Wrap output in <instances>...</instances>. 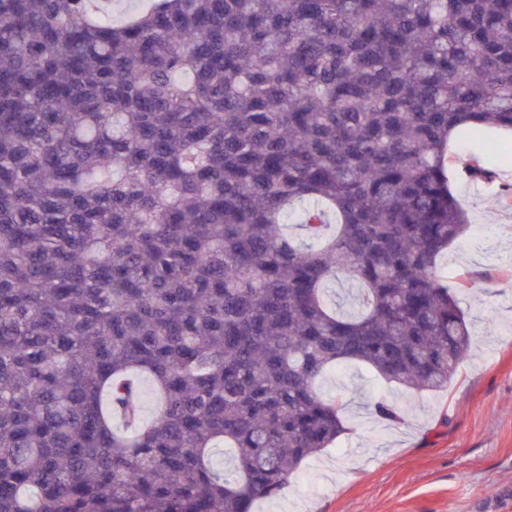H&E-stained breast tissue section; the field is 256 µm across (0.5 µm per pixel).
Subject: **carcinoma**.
Segmentation results:
<instances>
[{
  "mask_svg": "<svg viewBox=\"0 0 512 512\" xmlns=\"http://www.w3.org/2000/svg\"><path fill=\"white\" fill-rule=\"evenodd\" d=\"M101 13L0 0V512H252L345 432L329 369L475 345L448 145L512 131V0Z\"/></svg>",
  "mask_w": 512,
  "mask_h": 512,
  "instance_id": "carcinoma-1",
  "label": "carcinoma"
}]
</instances>
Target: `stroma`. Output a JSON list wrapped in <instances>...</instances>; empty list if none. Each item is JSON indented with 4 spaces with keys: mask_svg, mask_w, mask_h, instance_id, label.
Listing matches in <instances>:
<instances>
[{
    "mask_svg": "<svg viewBox=\"0 0 512 512\" xmlns=\"http://www.w3.org/2000/svg\"><path fill=\"white\" fill-rule=\"evenodd\" d=\"M451 188L470 225L440 258L443 280H472L459 294L479 339L447 391L419 392L342 365L319 383L343 392L348 431L254 512H512V136L458 139L449 150ZM493 163L492 184L458 178L470 161ZM383 398L394 423L371 405Z\"/></svg>",
    "mask_w": 512,
    "mask_h": 512,
    "instance_id": "35a3bbf8",
    "label": "stroma"
}]
</instances>
